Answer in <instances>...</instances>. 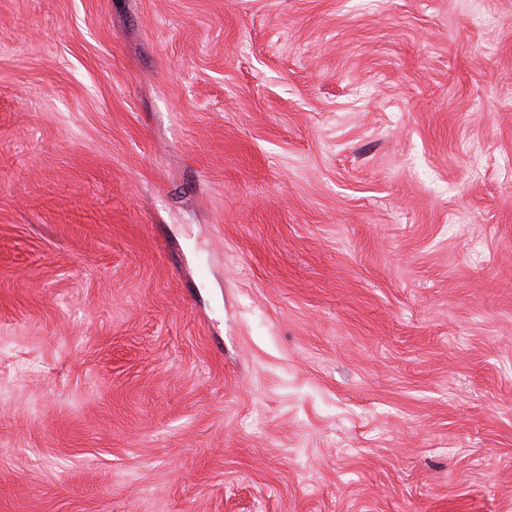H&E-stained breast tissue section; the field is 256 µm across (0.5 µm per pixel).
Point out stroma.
Wrapping results in <instances>:
<instances>
[{
	"label": "stroma",
	"instance_id": "obj_1",
	"mask_svg": "<svg viewBox=\"0 0 512 512\" xmlns=\"http://www.w3.org/2000/svg\"><path fill=\"white\" fill-rule=\"evenodd\" d=\"M0 512H512V0H0Z\"/></svg>",
	"mask_w": 512,
	"mask_h": 512
}]
</instances>
